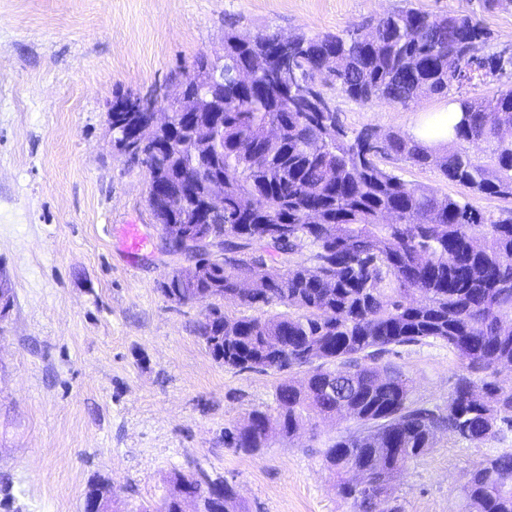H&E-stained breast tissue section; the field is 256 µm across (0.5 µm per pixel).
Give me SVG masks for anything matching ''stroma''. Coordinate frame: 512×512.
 I'll return each instance as SVG.
<instances>
[{"mask_svg":"<svg viewBox=\"0 0 512 512\" xmlns=\"http://www.w3.org/2000/svg\"><path fill=\"white\" fill-rule=\"evenodd\" d=\"M406 6L475 16L490 34L483 53L512 48V10L487 13L482 0H0V270L13 290L0 318V512H83L100 477L155 501L171 472L198 465L235 483L249 512H353L322 455L352 420L273 437L254 455L225 447V426L274 409L279 377L215 361L196 332L204 307L161 293L181 260L161 249L144 168L112 150L107 110L120 95L175 88L228 23L335 34ZM509 85L491 76L405 106L327 95L348 130L409 133L449 97ZM382 164L482 213L508 208L436 168ZM128 224L148 240L140 253L123 250ZM388 360L416 397L445 405L456 371L446 346ZM503 452L511 430L479 444L439 433L396 482L404 512H456L466 472Z\"/></svg>","mask_w":512,"mask_h":512,"instance_id":"1","label":"stroma"}]
</instances>
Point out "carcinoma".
I'll list each match as a JSON object with an SVG mask.
<instances>
[{
    "label": "carcinoma",
    "mask_w": 512,
    "mask_h": 512,
    "mask_svg": "<svg viewBox=\"0 0 512 512\" xmlns=\"http://www.w3.org/2000/svg\"><path fill=\"white\" fill-rule=\"evenodd\" d=\"M275 34L253 38L224 30V72L251 70L253 86L224 80V94L196 114V127L223 126L221 143L193 142L183 130L136 135L146 121L141 99L112 102L117 153L146 143L145 172L160 171L184 190L175 203L149 208L158 224L198 227L250 271L244 294L238 271L193 254L206 275L174 270L161 285L207 311L197 333L212 357L238 371L281 375L271 414L256 409L249 424L224 428V445L255 454L274 432L284 438L317 420L346 416L355 428L329 440L325 467L338 494L356 512H402L393 483L435 445L442 430L474 443L512 429V387L487 380L512 367V215L486 218L463 199L410 183L380 164L395 158L433 166L472 193L512 201V143L499 138L512 125V85L491 98L458 97L452 137L429 146L410 134L383 139L364 129L349 133L336 112H312L284 93L268 61ZM489 38L469 15L407 8L355 34H295L288 61L311 81L315 94L332 85L362 103L406 105L443 95L457 82L512 69L499 54L473 58ZM482 143L476 157L470 144ZM215 194L224 210L203 224L196 211ZM261 224H287L288 239L260 237ZM307 257H301L302 249ZM286 311L236 316L226 307ZM456 358L453 390L442 407L413 396L409 378L377 361L393 348L428 341ZM304 370L297 384L285 376ZM460 512H512V453L473 466L458 490ZM193 498L207 512H246L235 484L196 468L166 479L165 494L132 505L111 483H91L85 504L112 501L115 512H184Z\"/></svg>",
    "instance_id": "obj_1"
}]
</instances>
